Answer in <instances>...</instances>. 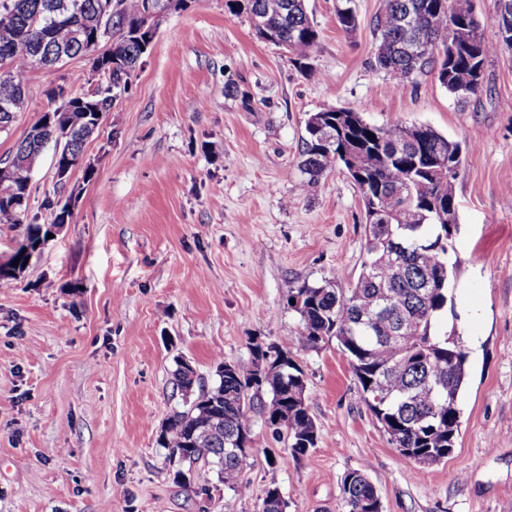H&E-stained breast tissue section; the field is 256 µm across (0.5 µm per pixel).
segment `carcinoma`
<instances>
[{
	"label": "carcinoma",
	"instance_id": "obj_1",
	"mask_svg": "<svg viewBox=\"0 0 512 512\" xmlns=\"http://www.w3.org/2000/svg\"><path fill=\"white\" fill-rule=\"evenodd\" d=\"M108 19L112 87L80 97L92 118L108 112L117 94L126 91L130 72L146 52L139 34L148 0H112ZM230 12H244L258 38L284 48L295 60L308 59L319 41L306 0H226ZM101 0H0V106L12 116L23 111L26 92L21 75L40 56V66L64 57H92V71L104 69L105 54L77 39L82 21L97 13ZM474 0H381L374 27L379 45L374 59L397 91L414 83L418 73L433 72L440 85L459 102L478 96L484 69L497 51L512 49V13L498 18L499 40L489 43L474 22ZM336 21L350 32L357 27L355 0H338ZM419 26L426 46L409 53L411 23ZM468 40L451 56L448 33ZM52 120L40 116L16 145L12 171L0 179V218L22 224L31 193V173L51 133L64 131L73 118L60 108ZM372 137H367V134ZM85 137L73 136L56 159L75 160ZM461 145L426 125L377 126L352 109L329 107L308 115L302 137L299 169L304 186L342 167L356 183L366 213L367 258L355 288L344 292L334 284H303L289 289L299 314L297 340L315 347L336 339L361 387L364 401L392 446L405 460L438 463L451 454L459 434L461 393L468 378V353L455 331H435V321L448 305L456 263L451 225L442 215L457 213L455 181L442 173L440 162L460 167ZM293 340L274 347L261 372L238 368L218 371L219 383L197 397L190 408L167 419L161 447L189 465L202 464L224 483L238 484L249 450L247 402L253 386L268 387L266 407L271 424L284 429L292 457L315 447L316 425L306 400L304 372L292 358ZM193 370L177 364L176 385L184 392L195 385ZM380 502L360 470L342 479V512H369ZM278 488L264 491L261 512H286Z\"/></svg>",
	"mask_w": 512,
	"mask_h": 512
}]
</instances>
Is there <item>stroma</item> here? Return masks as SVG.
<instances>
[{"mask_svg": "<svg viewBox=\"0 0 512 512\" xmlns=\"http://www.w3.org/2000/svg\"><path fill=\"white\" fill-rule=\"evenodd\" d=\"M306 4L320 38L302 64L225 0L167 11L83 167L62 186L53 148L36 161L26 223L0 224V264L28 224L50 222L45 200L71 198L72 217L0 280V512H259L272 484L287 512H342L352 470L382 512H512V50L489 58L488 90L467 103L431 73L397 93L371 66L380 0H356L349 33L336 0ZM91 66L84 56L24 71L27 106L0 134V159L50 109L48 90L88 91ZM326 107L461 144L457 287L436 324L468 353L456 447L433 465L402 460L329 340L293 351L316 447L292 457L268 423L267 387H253L248 489L204 470L199 495L158 443L188 407L176 360L201 389L218 383V363L252 368L256 348L300 328L289 289L334 279L350 290L366 258L358 186L337 168L307 189L298 169L305 120Z\"/></svg>", "mask_w": 512, "mask_h": 512, "instance_id": "stroma-1", "label": "stroma"}]
</instances>
